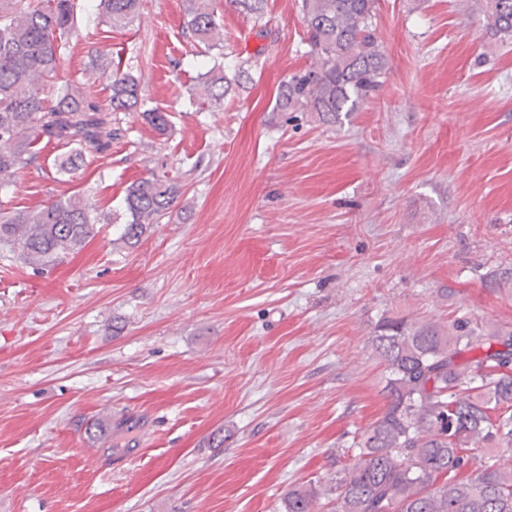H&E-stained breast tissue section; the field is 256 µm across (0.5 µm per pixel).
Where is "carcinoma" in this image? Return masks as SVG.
Masks as SVG:
<instances>
[{
	"instance_id": "cac0c4a2",
	"label": "carcinoma",
	"mask_w": 512,
	"mask_h": 512,
	"mask_svg": "<svg viewBox=\"0 0 512 512\" xmlns=\"http://www.w3.org/2000/svg\"><path fill=\"white\" fill-rule=\"evenodd\" d=\"M260 22L266 0H230ZM141 0H100L99 24L124 29L140 14ZM378 0H301L312 65L283 82L277 107L313 112L325 125L373 98L387 73L375 35ZM484 25L512 37V0H484ZM184 28L211 50L223 41L213 0H184ZM75 0H0V190L34 165L33 146L72 145L55 160L69 171L88 154L106 156L112 115L143 102L137 78L112 73L108 108L68 87L52 102L46 87L75 26ZM230 80L211 67L196 95L223 99ZM144 119L158 132L167 114L150 109ZM181 185L152 175L131 183L123 203L121 237L137 242L176 202ZM102 215L77 191L31 210L0 208V246L34 266L55 265L82 250L97 234ZM389 375L385 410L360 436L355 453L327 488L319 481L288 490L284 512H512V466L476 448H512V325L491 326L466 317L446 323L385 320L373 337Z\"/></svg>"
}]
</instances>
